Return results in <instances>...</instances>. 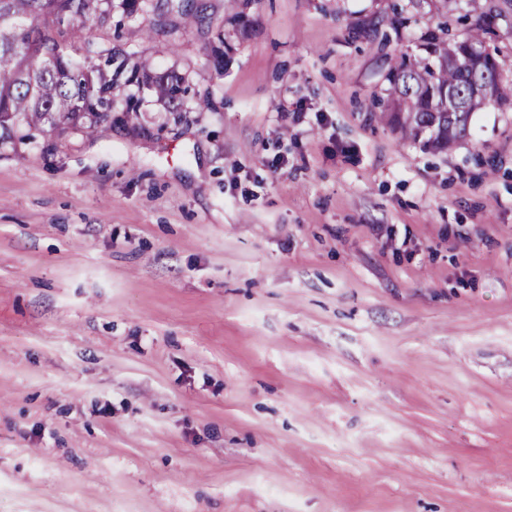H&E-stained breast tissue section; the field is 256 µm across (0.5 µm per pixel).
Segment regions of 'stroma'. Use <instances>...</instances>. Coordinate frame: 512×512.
<instances>
[{
    "label": "stroma",
    "mask_w": 512,
    "mask_h": 512,
    "mask_svg": "<svg viewBox=\"0 0 512 512\" xmlns=\"http://www.w3.org/2000/svg\"><path fill=\"white\" fill-rule=\"evenodd\" d=\"M196 2L89 34L210 108L0 146V512H512V102L427 153L433 0Z\"/></svg>",
    "instance_id": "obj_1"
}]
</instances>
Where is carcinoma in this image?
I'll list each match as a JSON object with an SVG mask.
<instances>
[{
  "label": "carcinoma",
  "instance_id": "1",
  "mask_svg": "<svg viewBox=\"0 0 512 512\" xmlns=\"http://www.w3.org/2000/svg\"><path fill=\"white\" fill-rule=\"evenodd\" d=\"M441 20L421 36L420 54L397 57L383 75L388 111L403 137L425 150L447 151L470 135L475 113L512 100V81L494 36L496 6L469 0L474 20L465 35L448 39V13L457 0H436ZM132 16L150 12L148 0H0V142L22 127H81L88 135L108 119L143 130L133 97L115 92L132 84L153 92L182 120L189 86L176 72H156L124 50L102 49L85 33L115 7ZM166 14L184 24L200 21L190 0H165Z\"/></svg>",
  "mask_w": 512,
  "mask_h": 512
}]
</instances>
